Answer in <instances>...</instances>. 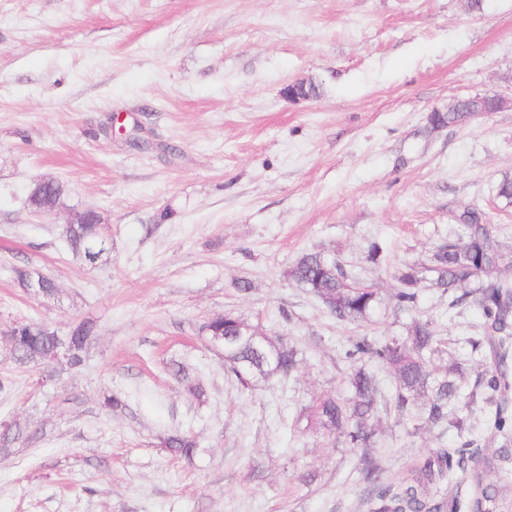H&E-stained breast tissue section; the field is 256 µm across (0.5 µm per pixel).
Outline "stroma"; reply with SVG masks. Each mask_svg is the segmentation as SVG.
Wrapping results in <instances>:
<instances>
[{"instance_id":"35a3bbf8","label":"stroma","mask_w":512,"mask_h":512,"mask_svg":"<svg viewBox=\"0 0 512 512\" xmlns=\"http://www.w3.org/2000/svg\"><path fill=\"white\" fill-rule=\"evenodd\" d=\"M308 79L316 97L284 96ZM509 93L512 0H0V326L88 318L98 334L76 373L17 366L0 339V421L45 431L0 458V512H370L356 452L290 426L343 388L348 337L404 338L417 319L447 341L436 367L474 384L478 309L424 288L403 312L392 296L463 208L512 241L495 196L512 176V107L428 122L452 99ZM115 116L141 145L110 133ZM40 179L65 187L44 216L25 202ZM89 207L112 234L111 265L92 272L62 243ZM314 250L378 288L371 322H336L289 278ZM22 264L58 299L23 292ZM224 314L293 346L298 370L243 388L198 333ZM107 390L124 406L101 410ZM173 429L197 438L192 459L161 450ZM460 443L390 411L373 454L396 481Z\"/></svg>"}]
</instances>
